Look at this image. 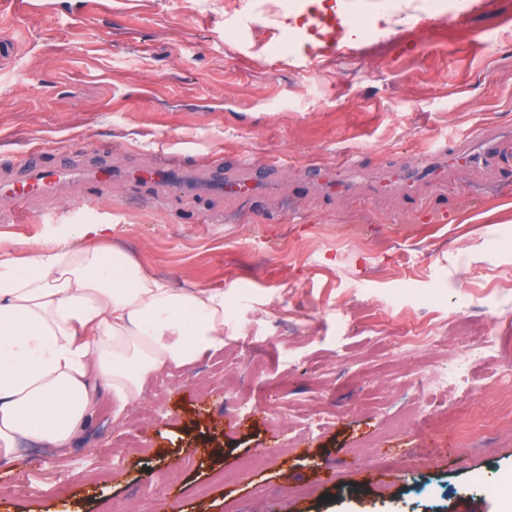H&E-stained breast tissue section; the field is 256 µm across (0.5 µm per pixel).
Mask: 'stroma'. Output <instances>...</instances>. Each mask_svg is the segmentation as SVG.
<instances>
[{
	"label": "stroma",
	"instance_id": "stroma-1",
	"mask_svg": "<svg viewBox=\"0 0 512 512\" xmlns=\"http://www.w3.org/2000/svg\"><path fill=\"white\" fill-rule=\"evenodd\" d=\"M458 2L430 37L402 0H340L330 53L309 0L283 5L291 53L280 21L254 27L257 0L0 13V181L112 172L54 201L0 198V252L60 234L78 248L80 225L108 224L170 287L224 292L223 350L149 378L122 416L99 399L67 452L22 446L0 463V512H505L512 140L498 165L374 188L438 138L512 129V0ZM363 22L380 37L359 40ZM355 152L362 175L323 187ZM162 153L175 180L129 181ZM244 153L278 160L245 197L224 188ZM204 156L223 185L185 190ZM410 334L426 344L389 348ZM375 438L379 458L358 454Z\"/></svg>",
	"mask_w": 512,
	"mask_h": 512
}]
</instances>
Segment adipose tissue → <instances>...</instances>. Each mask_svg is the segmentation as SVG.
Returning <instances> with one entry per match:
<instances>
[{
  "label": "adipose tissue",
  "instance_id": "1",
  "mask_svg": "<svg viewBox=\"0 0 512 512\" xmlns=\"http://www.w3.org/2000/svg\"><path fill=\"white\" fill-rule=\"evenodd\" d=\"M47 238L0 259V462L28 442L65 452L99 395L121 415L147 378L224 347V293L176 290L122 249Z\"/></svg>",
  "mask_w": 512,
  "mask_h": 512
}]
</instances>
